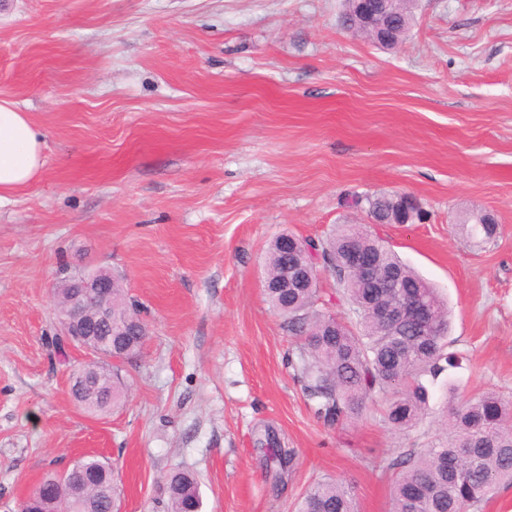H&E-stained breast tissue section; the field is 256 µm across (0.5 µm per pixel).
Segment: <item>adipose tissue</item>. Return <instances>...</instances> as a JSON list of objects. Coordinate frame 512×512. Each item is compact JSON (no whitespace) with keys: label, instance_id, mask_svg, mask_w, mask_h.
I'll list each match as a JSON object with an SVG mask.
<instances>
[{"label":"adipose tissue","instance_id":"1","mask_svg":"<svg viewBox=\"0 0 512 512\" xmlns=\"http://www.w3.org/2000/svg\"><path fill=\"white\" fill-rule=\"evenodd\" d=\"M45 140L27 112L0 97V200L34 181L45 165Z\"/></svg>","mask_w":512,"mask_h":512}]
</instances>
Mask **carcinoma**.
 Returning <instances> with one entry per match:
<instances>
[{"label":"carcinoma","instance_id":"obj_1","mask_svg":"<svg viewBox=\"0 0 512 512\" xmlns=\"http://www.w3.org/2000/svg\"><path fill=\"white\" fill-rule=\"evenodd\" d=\"M395 38L411 25L410 12L395 8ZM349 206L363 210L380 224L396 219V199L389 195H355ZM458 225L467 238L487 242L496 225ZM308 245L331 271L348 305L339 317L323 308L317 288H267L272 311L284 319V328L297 341V369L303 392L318 418L328 425L357 417L370 401L384 403V422L393 430L416 427L427 414L429 391L425 379L438 378L461 366V356L448 348V308L436 290L404 263L383 241L365 227L339 224L327 240ZM352 248L376 253L387 269L399 276L400 288H368L361 277L344 270ZM284 255L279 239L271 241L266 255V281L276 282L283 272ZM398 300H409L425 310L433 321L430 335L415 323L387 322L382 310ZM140 321L136 306L124 288H112V358L115 365L84 363L71 370L73 384L85 374L101 377V393L80 399L92 414L107 412L124 395L119 363L140 353L146 337L136 335ZM446 433L427 448L411 451L393 465L402 469L393 485L390 512H481L504 485L512 486V401L489 389L470 396L448 384L444 405ZM256 445L274 449L279 465H292L295 451L282 446L267 430ZM46 493L34 499L28 512H111L120 500L112 463L87 455L60 474L43 479ZM166 512H200L202 503L196 478L174 468L165 477ZM296 512H357L348 485L333 478L313 483L300 497Z\"/></svg>","mask_w":512,"mask_h":512}]
</instances>
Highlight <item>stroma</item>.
Returning a JSON list of instances; mask_svg holds the SVG:
<instances>
[{"label":"stroma","mask_w":512,"mask_h":512,"mask_svg":"<svg viewBox=\"0 0 512 512\" xmlns=\"http://www.w3.org/2000/svg\"><path fill=\"white\" fill-rule=\"evenodd\" d=\"M342 0H0V97L45 135L40 177L0 202V512L51 471L109 458L121 512H165L197 475L202 512H293L331 477L389 512L392 461L442 432L448 384L512 398V0H418L385 50L342 30ZM427 212L372 224L352 194ZM492 213L497 236L456 231ZM363 224L451 311L461 368L408 431L378 406L319 419L263 291L269 243ZM106 269L149 337L102 415L70 394L60 268ZM294 449L281 469L256 437ZM166 512H200L202 503L196 478L173 468L165 477Z\"/></svg>","instance_id":"35a3bbf8"}]
</instances>
